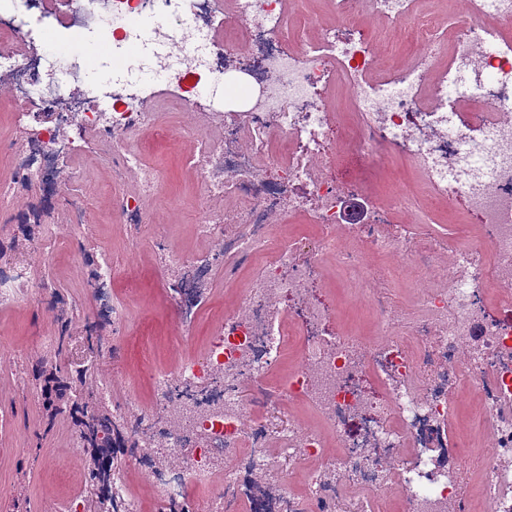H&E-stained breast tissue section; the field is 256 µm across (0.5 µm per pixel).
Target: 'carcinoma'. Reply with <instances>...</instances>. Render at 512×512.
Instances as JSON below:
<instances>
[{
  "instance_id": "carcinoma-1",
  "label": "carcinoma",
  "mask_w": 512,
  "mask_h": 512,
  "mask_svg": "<svg viewBox=\"0 0 512 512\" xmlns=\"http://www.w3.org/2000/svg\"><path fill=\"white\" fill-rule=\"evenodd\" d=\"M71 329L61 323L54 360L43 358L31 365V376L39 382L43 408L48 420L69 413L79 427L80 438L88 457L84 507L88 512H125L124 501L110 492L119 457L142 447L139 437L120 427L109 408L96 394L100 373L91 363L76 370L64 369L56 362L66 350Z\"/></svg>"
}]
</instances>
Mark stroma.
Instances as JSON below:
<instances>
[{"label": "stroma", "mask_w": 512, "mask_h": 512, "mask_svg": "<svg viewBox=\"0 0 512 512\" xmlns=\"http://www.w3.org/2000/svg\"><path fill=\"white\" fill-rule=\"evenodd\" d=\"M17 107L0 90V183H13L7 154L16 135ZM137 145L160 165L167 182L153 209L166 225L171 247L180 253L204 258L206 244L194 230L197 188L186 165L185 149L172 140H162L147 131ZM83 185L88 204L86 223L68 221L71 198L61 194L47 202L40 183H13L7 204L0 206V244L9 245L16 225L29 221L57 227V245L30 247L25 257L39 294L17 309L0 311V488L18 502L19 512H60L63 501L82 494L85 485L86 451L67 446L75 426L68 415L48 422L40 393L30 396L12 392L16 375H28L33 361L43 356L39 339L56 334L60 319H67L72 337L63 365L75 367L93 361L102 370V384L111 401L124 404L137 400L148 404L152 388L146 376L148 364H175L187 355L203 351L214 317L236 302L234 288L225 286L223 273H216L193 336L180 335L176 309L163 288L160 270L148 246H130L112 212V198L104 188L112 181L111 170L99 166L92 154L61 159ZM109 254L121 270L112 284L113 293L131 312V323L116 333L111 321L96 319L95 299L88 286L93 267L87 256ZM321 293L332 305L336 326L356 336L371 335V319L361 308L353 287L343 284L333 261L319 269ZM96 322L100 351L88 349L84 327Z\"/></svg>", "instance_id": "stroma-1"}]
</instances>
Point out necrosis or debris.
I'll list each match as a JSON object with an SVG mask.
<instances>
[{
  "label": "necrosis or debris",
  "mask_w": 512,
  "mask_h": 512,
  "mask_svg": "<svg viewBox=\"0 0 512 512\" xmlns=\"http://www.w3.org/2000/svg\"><path fill=\"white\" fill-rule=\"evenodd\" d=\"M448 2L443 28L439 0H331L332 23L290 19L284 0H0V84L20 107L17 178L55 196L72 178L60 154L105 146L112 207L131 243L161 257L182 334L216 269L240 287L204 352L150 369L148 407L123 408L128 432L148 433L176 459L152 475L180 512H265L247 488L283 457L302 476L285 489L290 512H387V488L403 512H472L476 492L485 512H512V0H470L465 14ZM293 23L308 37L289 40ZM395 34L417 50L391 65ZM103 40L117 73L93 80L85 48ZM162 96L198 124L164 127ZM147 129L192 145L195 231L209 260L165 246L148 208L165 175L134 141ZM342 154L357 164L347 180L332 173ZM394 160L410 163L415 181L392 182L358 227L361 247L346 246V199ZM215 198L223 209L209 207ZM429 206L476 233L413 240L409 225ZM291 215L314 233L278 235ZM377 255L385 265L372 264ZM328 258L356 285L372 336L339 331L314 296ZM117 275L100 265L92 288L99 317L124 326ZM425 276L436 287L418 288ZM293 345L296 366L271 379ZM460 390L474 395L472 425L493 455L458 437ZM287 400L309 406L320 428L296 419L273 428ZM189 449L193 463L181 464ZM327 470L338 475L328 485Z\"/></svg>",
  "instance_id": "obj_1"
}]
</instances>
